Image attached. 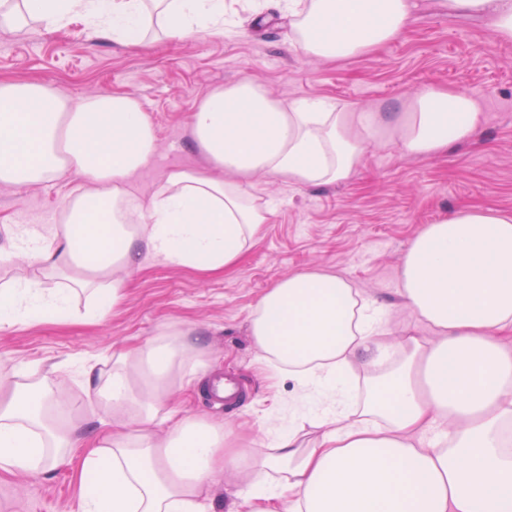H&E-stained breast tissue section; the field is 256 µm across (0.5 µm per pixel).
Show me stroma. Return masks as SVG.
<instances>
[{
	"instance_id": "obj_1",
	"label": "stroma",
	"mask_w": 512,
	"mask_h": 512,
	"mask_svg": "<svg viewBox=\"0 0 512 512\" xmlns=\"http://www.w3.org/2000/svg\"><path fill=\"white\" fill-rule=\"evenodd\" d=\"M403 36L356 58L321 60L294 50L286 21L274 10L239 8L233 33L206 32L184 41H157L144 49L93 36L81 22L61 31L40 25H0V79L32 78L77 100L123 93L138 98L158 137L153 161L129 182L133 197L157 192L168 172L203 161L188 131L191 114L212 90L248 78L290 103L324 98L339 105L387 109L428 86H445L477 100L484 127L472 141L429 157L402 155L396 145L368 148L362 167L343 182L295 186L261 181L257 203L274 202L241 258L219 274L151 261L130 269L122 300L101 319L46 320L0 330V375L26 364V379L77 403L83 425L103 414L87 380L67 367L89 359L109 372L116 353L148 345L164 332L193 331L207 346L181 369L184 388L169 395L162 412L224 424L236 447L268 450L269 416L295 425L301 440L319 431L299 416L301 387L287 368L264 362L249 334L261 295L302 271L337 275L365 297L388 307L386 342L399 345L404 329L432 338L431 329L398 296L404 252L423 225L463 206L512 212V42L497 40L475 15L437 10L414 0ZM79 180L37 186H0V238L23 224L59 223ZM238 377L246 390L235 409L210 405L202 388L215 374ZM77 470L44 474L0 470V512H77Z\"/></svg>"
}]
</instances>
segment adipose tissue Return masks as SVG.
Segmentation results:
<instances>
[{"label": "adipose tissue", "instance_id": "ef3b65f1", "mask_svg": "<svg viewBox=\"0 0 512 512\" xmlns=\"http://www.w3.org/2000/svg\"><path fill=\"white\" fill-rule=\"evenodd\" d=\"M289 42L304 55H364L405 32L411 0H276ZM448 13L482 14L512 41V0H438ZM53 29L81 20L95 34L143 46L149 33L187 39L230 32L224 0H0V22ZM483 111L467 94L431 86L398 111H360L324 99L290 104L241 81L196 107L191 142L202 170H177L148 200L130 198L129 178L154 157L157 136L129 95L75 103L39 82L0 80V185L71 176L83 188L66 219L45 233L0 241V260L24 254L68 288L17 278L0 290V330L19 322L67 321L76 292L81 316L101 318L123 297L125 274L149 259L218 272L235 263L274 214L256 205L262 178L298 186L348 179L374 143L434 156L473 139ZM148 225H140L141 217ZM399 295L433 339L404 333L384 342L386 306L319 271L285 278L260 298L250 334L266 361L287 366L316 405L320 436L303 444L277 430L272 452L231 447L223 426L160 415L179 388L176 368L202 354L199 338L163 334L122 353L107 377L86 368L87 388L107 412L79 432L68 403L17 382H0V470L46 472L85 449L78 512H207L205 494L249 460L246 498L264 512H512V213L466 206L424 225L400 267ZM368 368L365 397L349 412L353 361Z\"/></svg>", "mask_w": 512, "mask_h": 512}]
</instances>
